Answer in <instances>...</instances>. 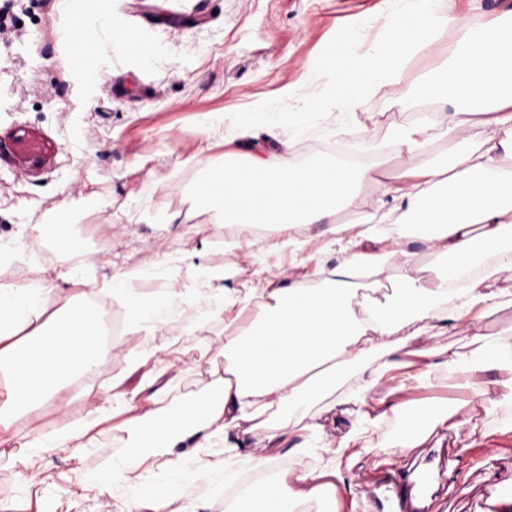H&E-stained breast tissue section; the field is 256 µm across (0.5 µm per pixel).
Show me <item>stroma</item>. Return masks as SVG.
Returning a JSON list of instances; mask_svg holds the SVG:
<instances>
[{"label": "stroma", "mask_w": 512, "mask_h": 512, "mask_svg": "<svg viewBox=\"0 0 512 512\" xmlns=\"http://www.w3.org/2000/svg\"><path fill=\"white\" fill-rule=\"evenodd\" d=\"M385 8L384 0H102L113 26L139 31L141 48H103L87 77L70 65L71 0H0V283L28 285L42 277L70 293L74 275L98 288L119 272L157 268L160 278L137 284L151 292L164 283L193 287L191 273L227 263L214 244V213L196 193L204 174L223 165L225 151L220 134L199 132L201 115L220 114L229 126L256 101L297 111V101L278 93L293 81L303 82L307 98L326 96L325 78L307 74L306 64L343 36L368 50L385 35ZM454 40L453 30H439L397 77L360 97L353 119L328 126L310 114L275 128V135L294 139L305 162L336 146L369 157L379 175L359 186L357 200L377 198L408 166L378 146L392 128L410 125L414 84L447 58ZM20 131L28 132V144L14 142ZM28 146L44 155L41 168L24 162ZM60 214L75 243L65 258L51 225ZM223 342L224 320L216 317L178 345V394L205 393ZM131 366L127 352H106L93 374L74 381L66 413L51 402L39 407L40 427L48 433L63 418L81 419L90 401L111 395L113 382L132 390L139 376ZM486 391L488 401L480 403L449 388L441 370L427 389L385 382L375 400L409 411H456L487 438L467 450L465 434L449 438L437 430L420 447L404 449V418L390 415L364 437L358 459L343 473L347 486L371 512H401L397 492L410 472L422 469L440 482L429 512H489L491 498H512V484L492 477L512 464V403L498 400L494 386ZM47 468L54 487L35 490L15 477L10 453L0 454V505L12 512H121L109 495L61 504L55 489L71 488V463L60 453Z\"/></svg>", "instance_id": "35a3bbf8"}]
</instances>
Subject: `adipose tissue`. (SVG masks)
<instances>
[{"instance_id": "1", "label": "adipose tissue", "mask_w": 512, "mask_h": 512, "mask_svg": "<svg viewBox=\"0 0 512 512\" xmlns=\"http://www.w3.org/2000/svg\"><path fill=\"white\" fill-rule=\"evenodd\" d=\"M446 28L456 34L448 59L417 83L414 95L423 104L444 101L452 109L431 122L392 131L388 147L412 165L406 180L386 183L374 202L378 223L408 224L411 232L382 234L366 226L357 236H347L334 216L356 206L355 188L374 180L375 168L334 159L301 163L289 140L274 160H265L252 150L259 129L293 124L295 115L257 105L225 132L227 163L197 187L199 198L218 208L221 244L238 249L231 229L239 224L280 230L321 224L344 259L318 268L313 288L285 282L274 270L257 285L232 288L219 268L209 272L205 289L167 288L146 296L132 286L144 270L114 275L106 290L126 303L135 337L130 352L134 369L143 372L141 381L53 433L32 426L14 456L29 486L48 485L45 461L52 455L81 462L95 445V428L108 423L121 432L122 451L110 465L82 472L80 490L124 499V512H186L176 505L174 490L206 480L213 456L224 471L245 461L266 477L225 512H284L285 501L320 496L328 498L333 512H342V468L355 460L363 428L387 420V411L370 405L368 397L392 372L401 371L402 388L417 390L431 386L434 371L441 368L451 386L475 393L480 377L488 375L500 397L512 401V340H490L478 329L500 304L489 281L512 272V10L499 22L475 29L447 11L443 0H401L398 8L386 11L385 36L366 54H359L352 40L341 39L322 61H309L307 70L327 78L332 105L319 107V114L340 122L363 93L396 75L407 57L427 50ZM474 115L485 116L491 128L479 142L469 135ZM440 139L453 147L450 160L416 165V158ZM414 244L442 258V265L421 275L412 263ZM388 264L398 272L391 293L360 301L357 274L376 273ZM52 303L61 305L60 317L40 323ZM185 314L195 318L184 330L188 336L210 318L224 319L219 349L224 364L211 368V390L201 397H173V383L163 380L175 365L181 337L166 328ZM464 319L473 330L476 355L430 348L431 364L407 371L405 358L415 341ZM103 320L95 294L77 303L37 283L0 284V375L7 379L0 390L1 447L11 446L16 420L31 417L44 401L54 399L67 408L71 380L93 373L100 363ZM378 354L383 363L371 367ZM354 367L359 373L350 399L358 407V424L327 448L330 466L302 475L279 466L290 421L303 423L310 433H324L313 409L337 377Z\"/></svg>"}]
</instances>
